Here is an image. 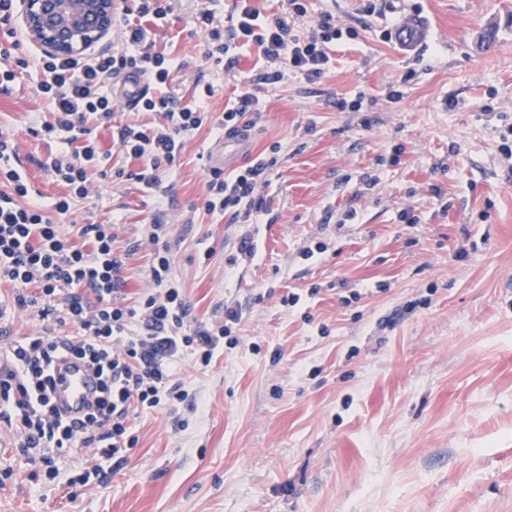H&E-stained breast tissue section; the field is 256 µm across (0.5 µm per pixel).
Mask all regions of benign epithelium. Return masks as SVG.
<instances>
[{"label": "benign epithelium", "mask_w": 512, "mask_h": 512, "mask_svg": "<svg viewBox=\"0 0 512 512\" xmlns=\"http://www.w3.org/2000/svg\"><path fill=\"white\" fill-rule=\"evenodd\" d=\"M116 0H21L25 37L53 56L89 53L112 33Z\"/></svg>", "instance_id": "1"}]
</instances>
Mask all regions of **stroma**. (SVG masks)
Masks as SVG:
<instances>
[{
    "instance_id": "stroma-1",
    "label": "stroma",
    "mask_w": 512,
    "mask_h": 512,
    "mask_svg": "<svg viewBox=\"0 0 512 512\" xmlns=\"http://www.w3.org/2000/svg\"><path fill=\"white\" fill-rule=\"evenodd\" d=\"M373 3L308 0L299 36L327 12L347 34L321 79L269 86L254 82L256 47L215 63L193 23L205 8L231 27L236 0H173L171 37L156 44L184 63L168 92L187 102L212 85L216 114L235 92L259 98L251 154L278 158L262 210L248 223L204 210L206 126L159 170L161 192L146 191L117 131L157 116L118 104L94 129L112 172L91 171L69 221L115 223L131 300L151 286L149 229L165 225L192 318L219 325L237 304V342L206 366L184 354L172 378L184 400L132 415L138 443L107 488L23 478L0 425V471L19 474L0 512H512V6ZM410 25L423 36L406 44ZM37 80L28 70L0 93V131L50 197L59 188L38 162L66 144L33 133ZM252 222L267 225L265 247L240 263ZM10 294L0 286V348L49 327Z\"/></svg>"
}]
</instances>
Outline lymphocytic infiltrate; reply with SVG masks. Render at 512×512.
Returning a JSON list of instances; mask_svg holds the SVG:
<instances>
[{
	"mask_svg": "<svg viewBox=\"0 0 512 512\" xmlns=\"http://www.w3.org/2000/svg\"><path fill=\"white\" fill-rule=\"evenodd\" d=\"M288 7L287 16L270 18L242 5L228 32L216 25L211 10L199 11L195 23L208 31V58L220 63L230 51L254 45L261 59L258 83L280 84L291 71L321 78L330 62L326 48L343 31L327 13L317 32L300 40L289 21L304 16L307 7L304 0H288ZM171 13V0H134L133 6L119 7L120 47L88 57L44 54L31 62L0 46V93L9 91L19 70L35 66L40 74L37 93L46 104L39 131L73 147L42 162L60 188L44 204L26 171L16 165L14 138L0 132V284L12 285L13 306L35 310L57 329L51 336L23 337L6 349L8 364L0 368V422L15 428L17 453L50 480L67 471L72 482L107 486L111 462L123 460L137 443L129 426L132 413L180 399L181 391L170 382L177 361L188 352L209 364L242 319L238 308L229 306L222 325L191 323L167 244L155 252L149 268L151 291L128 302L121 275L124 260L113 249L111 224H83L71 232L61 222L76 202L88 198L89 170L105 167L110 159L92 132L94 125L111 121L109 87L121 74L146 75L155 87L136 109L156 113L159 122L147 129L126 124L118 131L121 151L142 162L136 181L152 192L160 189L157 170L176 165L188 135L206 125L221 134L237 132L257 111L259 99L249 91L230 97L218 116L205 105L212 85H204L199 100L186 105L166 93L175 60L155 45L167 36ZM274 164V159L258 158L234 173L211 170L206 211L220 214L238 206L260 210L256 190L266 184ZM67 357L86 361L102 378L93 406L71 420L63 419L53 403L50 374Z\"/></svg>",
	"mask_w": 512,
	"mask_h": 512,
	"instance_id": "f902f5d3",
	"label": "lymphocytic infiltrate"
}]
</instances>
